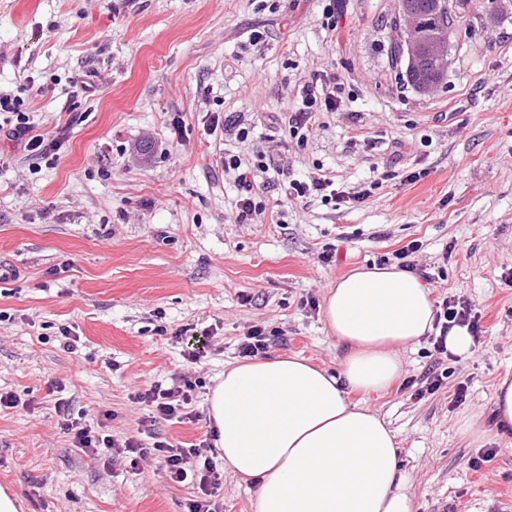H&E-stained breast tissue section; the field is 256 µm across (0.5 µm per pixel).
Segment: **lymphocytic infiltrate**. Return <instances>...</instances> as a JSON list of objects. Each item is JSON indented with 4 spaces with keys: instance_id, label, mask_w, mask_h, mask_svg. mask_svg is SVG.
Wrapping results in <instances>:
<instances>
[{
    "instance_id": "f902f5d3",
    "label": "lymphocytic infiltrate",
    "mask_w": 512,
    "mask_h": 512,
    "mask_svg": "<svg viewBox=\"0 0 512 512\" xmlns=\"http://www.w3.org/2000/svg\"><path fill=\"white\" fill-rule=\"evenodd\" d=\"M342 89L331 81L322 79L298 85L293 90L294 111L288 115V127L298 142L304 143L314 134L313 115L317 112L337 111L341 103ZM24 102L17 95L0 90V112L13 114L15 121L5 130L6 137L15 142L28 156L40 159H57L67 140V130L55 127L48 132L38 131L27 112ZM225 172L234 173L240 193L235 202L236 221L245 223L261 216L266 211L265 193L268 189L269 167L263 158L246 160L232 151H225L221 160ZM373 194L365 188L357 192L337 190L334 180L322 169H315L303 178L290 180L285 187L288 202L298 203L311 198L337 205L362 203ZM436 334L432 338L433 348L438 355L448 353V333L454 327L467 328L472 336H479V319L473 315L470 304L458 298H446L435 312ZM195 387L186 378L170 386L151 384L149 389L132 394L136 404H146L151 409L153 420L172 423L195 421L192 409ZM55 410L61 429L69 435L73 447L93 458L111 464L113 455L128 458L130 467H137L148 454L161 456L165 463V474L170 482L187 485L195 490L187 502L186 512H220L215 500L219 489L220 474L214 462L215 450L208 440L190 444L189 447H175L165 440H155L151 447H143L138 440L128 438L118 441L104 430H95L72 420L69 404L56 400Z\"/></svg>"
}]
</instances>
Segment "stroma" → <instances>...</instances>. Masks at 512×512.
<instances>
[{
	"instance_id": "1",
	"label": "stroma",
	"mask_w": 512,
	"mask_h": 512,
	"mask_svg": "<svg viewBox=\"0 0 512 512\" xmlns=\"http://www.w3.org/2000/svg\"><path fill=\"white\" fill-rule=\"evenodd\" d=\"M335 2L332 30L325 0H0V88L29 100L40 130L69 127L54 162L0 137V390L19 399L0 412V485L20 512H184L191 489L155 456L105 466L72 447L56 398L119 440L209 437L207 399L251 326L279 332L270 357L338 368L342 349L306 299L413 240L436 276L432 302L469 301L484 335L440 363L421 338L401 352L399 384L350 398L396 433L412 512H512V436L478 448L458 426L491 417L494 386L512 374V9L450 0L448 79L424 96L391 64L398 0ZM319 75L342 84L341 108L316 113L301 144L288 93ZM75 78L93 91H73ZM209 111L224 113L223 136L205 132ZM224 149L264 153L292 179L318 166L342 190L379 187L362 204L286 207L277 184L265 214L240 224ZM412 171L420 180L404 182ZM180 329L203 347L199 363ZM433 365L443 383L427 393ZM185 374L195 422H149L130 400ZM221 483L222 512H257L250 483L228 472Z\"/></svg>"
}]
</instances>
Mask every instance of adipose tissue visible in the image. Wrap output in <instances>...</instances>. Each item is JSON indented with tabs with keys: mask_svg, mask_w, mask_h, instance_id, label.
I'll list each match as a JSON object with an SVG mask.
<instances>
[{
	"mask_svg": "<svg viewBox=\"0 0 512 512\" xmlns=\"http://www.w3.org/2000/svg\"><path fill=\"white\" fill-rule=\"evenodd\" d=\"M323 315L343 348L338 370L298 357L225 370L208 408L224 468L255 485L257 512H412L393 432L345 391H383L400 375V349L433 329L429 292L397 266H363L329 287ZM493 408L492 420L461 419L473 444L512 432V378L497 381Z\"/></svg>",
	"mask_w": 512,
	"mask_h": 512,
	"instance_id": "adipose-tissue-1",
	"label": "adipose tissue"
}]
</instances>
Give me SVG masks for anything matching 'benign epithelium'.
Wrapping results in <instances>:
<instances>
[{
  "label": "benign epithelium",
  "instance_id": "obj_1",
  "mask_svg": "<svg viewBox=\"0 0 512 512\" xmlns=\"http://www.w3.org/2000/svg\"><path fill=\"white\" fill-rule=\"evenodd\" d=\"M418 0H399L400 17L407 26L400 29L399 62L405 66L408 85L420 94H430L448 79V34L439 21L448 11V0H431L433 30H421L416 23Z\"/></svg>",
  "mask_w": 512,
  "mask_h": 512
}]
</instances>
